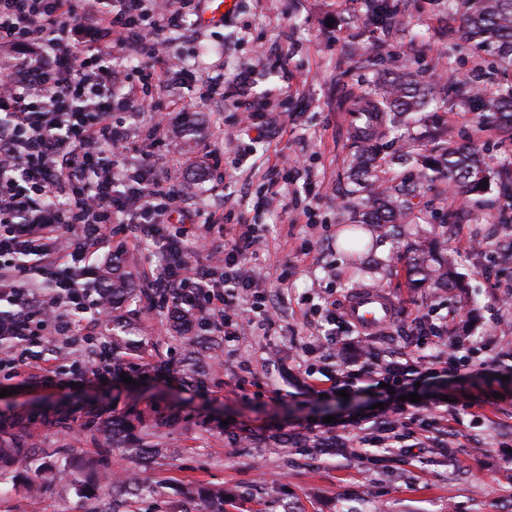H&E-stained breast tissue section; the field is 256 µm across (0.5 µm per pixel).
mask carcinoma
Returning a JSON list of instances; mask_svg holds the SVG:
<instances>
[{
    "instance_id": "obj_1",
    "label": "carcinoma",
    "mask_w": 512,
    "mask_h": 512,
    "mask_svg": "<svg viewBox=\"0 0 512 512\" xmlns=\"http://www.w3.org/2000/svg\"><path fill=\"white\" fill-rule=\"evenodd\" d=\"M459 25L448 24V38H458L480 49L499 72H512V0H461ZM438 84L417 78L407 69L388 71L378 78L369 98L356 109L359 124L355 139L360 150L350 162L351 195L359 199L353 209L349 244H361L360 230L368 225L385 235L394 224L410 223L415 217L416 198L428 184L441 182L465 201L482 195L480 183L494 178L479 150L459 144L448 130L432 122L426 106L438 99ZM479 112L475 119L497 129L512 130V92L477 93ZM407 128L401 142V157L414 165L410 181L391 184L378 175L383 140L400 127ZM408 271L413 285L433 292L459 288L460 281L446 248L437 241L415 249ZM130 273L112 266V275H96L87 285L97 290L109 305H123L133 298ZM136 330L112 338V367L120 369L118 353L136 345ZM26 451L20 441L0 443V460H13ZM192 512H224V489H206L197 496Z\"/></svg>"
}]
</instances>
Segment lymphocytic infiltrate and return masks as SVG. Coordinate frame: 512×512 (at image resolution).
<instances>
[{
	"label": "lymphocytic infiltrate",
	"mask_w": 512,
	"mask_h": 512,
	"mask_svg": "<svg viewBox=\"0 0 512 512\" xmlns=\"http://www.w3.org/2000/svg\"><path fill=\"white\" fill-rule=\"evenodd\" d=\"M201 0H0V267L26 271L42 265L49 305H33L15 317L11 331L19 340L34 336L35 322L55 319L63 332L80 328L79 316L101 315L104 306L75 278L71 263L111 246L122 224L138 225L141 244L155 246L162 270L155 294L188 307L197 320L237 340L245 315L267 321L263 279L238 268L245 245L259 241L252 225L228 228L224 262L232 268L217 279L213 267L187 257L186 231H171L174 215L183 214V194L156 177L151 161L128 169L119 162L129 150L128 130L114 123L116 111L133 112L153 82L185 81L179 64L142 70L131 79L112 62L114 47L138 48L180 25L185 9ZM26 58H19V50ZM433 353L417 359H379L369 344L350 341L341 360V376L317 380L312 393L335 395L344 379L365 381L367 389L411 387L446 372L448 353L458 339L433 324L420 336ZM353 426L355 455L373 459L365 426L383 432L390 448L424 436L426 444L444 445V429L404 401L385 402L376 413L339 420Z\"/></svg>",
	"instance_id": "obj_1"
}]
</instances>
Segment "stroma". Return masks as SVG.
I'll return each mask as SVG.
<instances>
[{
    "label": "stroma",
    "instance_id": "35a3bbf8",
    "mask_svg": "<svg viewBox=\"0 0 512 512\" xmlns=\"http://www.w3.org/2000/svg\"><path fill=\"white\" fill-rule=\"evenodd\" d=\"M224 21H186L171 49L199 75L252 74L253 89L238 103L220 104L205 85L178 94L195 108L183 131L167 115L164 136L181 143V158L153 147L155 172L187 195V223L212 197L201 170L220 154L224 215L253 224L262 239L246 250L244 266L265 279V301L275 325L254 326L236 342L210 348L207 331L177 334L164 310L131 306L110 313L85 336L40 333L35 344L0 343V438L21 436L26 457L0 466V512H91L77 480L86 469L143 483L116 512H181L201 488L220 487L227 512H512V314L500 299L512 291V264L499 245L512 240V181L493 180L480 202L426 189V224L396 225L360 255L338 247L351 217L348 160L354 151L351 110L378 73L412 66L447 90L439 115L458 141L475 142L494 170L512 165V134L475 138L468 116L475 103L461 88L506 89L474 48L448 38L456 0H386L392 23L369 22L371 0H235ZM251 112L256 130L242 132ZM247 155L238 168L231 162ZM311 208L314 221L294 223ZM435 224L450 226L453 258L466 292L430 295L412 287L411 247ZM129 228L123 250L137 290L152 287L157 259L135 244ZM360 287L385 290L396 302L388 338L373 339L383 353L423 355L416 346L423 322L447 324L465 343L466 363L418 387L429 416L440 418L447 399L468 400L444 448H416L371 463L301 447L311 420L353 411L309 390L308 364L338 372L344 333L326 339L328 301L344 304ZM132 323L143 342L124 355L123 375L99 380L75 363L86 345L101 347ZM38 352L57 370L53 383L13 376L22 356ZM174 369L157 373L159 361ZM246 389H239L240 379ZM130 422L143 444L131 457L104 438L112 419Z\"/></svg>",
    "mask_w": 512,
    "mask_h": 512
}]
</instances>
